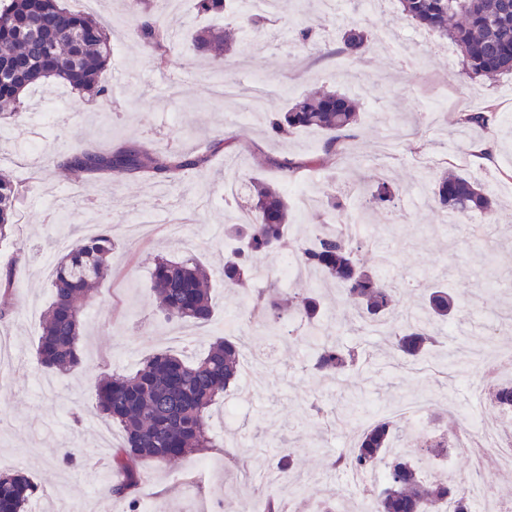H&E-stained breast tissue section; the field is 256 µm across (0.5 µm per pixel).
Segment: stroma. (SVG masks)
<instances>
[{
	"mask_svg": "<svg viewBox=\"0 0 512 512\" xmlns=\"http://www.w3.org/2000/svg\"><path fill=\"white\" fill-rule=\"evenodd\" d=\"M64 6L100 21L112 40V60L103 82L108 97L74 91L59 81L30 87L20 121L0 132V168L25 188L19 206V245L0 252V269L19 262L26 272L17 285L18 304L0 320V336L11 337L21 361L15 371L0 376V471L21 470L38 485L31 512H57L58 504L78 502L96 512L109 478L106 462L123 442L116 424L97 408V382L106 373L135 371L145 357L165 349L181 357H202L216 337L224 334L226 318L243 342L269 349L272 363L254 370L260 392L235 427L239 436L264 435V454L236 449L238 465L226 464L222 446L228 438L215 428L216 447L205 448L168 465L144 466L142 496L156 512H240L256 491L253 478L276 467L279 458L293 453L298 477L316 479L310 499L346 490L347 512H369L365 496L350 491L347 474L330 467L344 452L345 437L420 398L439 404L454 402L463 419L479 415L495 419L491 407L470 392L471 350L492 340L500 355H512V323L499 324L512 312V228L501 215H476L467 222L435 210L422 190L424 182L440 174L439 159L450 169L479 179L505 209L512 210V133L494 138L493 160L473 151L489 138L486 131L460 132L457 113L493 106L501 118L512 120V78L471 82L455 66L457 52L447 41L418 30L397 11L395 0H379L376 7L354 6L343 0L347 19L369 27L383 15L392 47L373 48L356 57L336 52L340 27L334 17L312 11L306 0H281L274 38L243 39L225 58L224 67L211 69L207 55L189 44L191 33L203 24L194 0H169L157 14L164 27L178 34L181 45L164 64L147 54L125 0H62ZM321 29L330 53L299 47L293 39L296 24ZM346 93L361 105L359 122L349 128L341 152L327 156L324 166L310 168L309 158L322 154L324 132L301 129L288 140L269 136L263 113L254 111L253 95L263 92L275 105L316 88ZM234 143L235 166L225 164L224 152L210 155L203 171L170 182L148 175L71 172L47 163L50 153H62L75 141L100 150L121 146L146 147L159 152H204L224 134ZM34 141L27 159L11 156L19 140ZM297 163L292 179H285L283 162ZM259 179L311 195L314 204L295 213L289 233L301 237L325 215L317 202L333 196L348 210L358 201L351 196L354 182L373 189L379 178L390 177L403 189L399 207L371 211L365 224L379 229L391 252L392 277L421 282L439 279L463 291L464 327L441 324L451 362L447 376L436 379V367L409 366L388 354L379 333L352 331L342 320L345 300L332 301L328 317L340 322L344 343L365 352L360 365L338 378L323 380L305 370L306 352L284 340H271L251 321L243 296L224 286V253L230 241H211L209 228L223 224L237 205L251 202L249 193L238 201L224 199L225 177ZM106 198L107 209L92 205ZM111 222L116 248L112 275L102 281L83 306L85 338L81 367L56 373L54 392L37 394L35 381L43 371L35 360L42 314L51 298L52 279L44 259L61 235L77 237L86 225ZM186 224L193 242L170 237L169 225ZM192 256L206 264L212 280L214 321L197 328L193 342L172 340L167 322L149 291L153 259ZM360 389L365 411L334 427L311 417L313 397L335 403L337 396ZM80 444L76 464L60 460L65 448Z\"/></svg>",
	"mask_w": 512,
	"mask_h": 512,
	"instance_id": "obj_1",
	"label": "stroma"
}]
</instances>
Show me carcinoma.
<instances>
[{"label": "carcinoma", "instance_id": "1", "mask_svg": "<svg viewBox=\"0 0 512 512\" xmlns=\"http://www.w3.org/2000/svg\"><path fill=\"white\" fill-rule=\"evenodd\" d=\"M401 13L416 27L450 40L460 55V74L470 80L512 75V0H398ZM237 8L233 27L205 26L191 34L198 52L215 59L225 56L239 39L265 34L271 16L249 10L247 0H195L197 14L213 19ZM137 35L155 60L161 61L177 43L147 12L146 0H129ZM374 34L346 21L336 51L346 55L364 52ZM300 45L325 51L315 30L307 25L294 29ZM112 58V42L104 27L91 16L72 12L59 0H0V130L20 116L22 93L44 80L57 79L78 92L107 95L102 75ZM358 117V105L338 91H313L293 99L281 110L267 109L268 133L286 139L302 128L327 134L324 154L341 144L342 133ZM230 139L213 140L208 152L188 156L159 154L147 149L121 147L107 152L78 143L53 158L60 168L84 172H108L115 176L146 174L169 181L200 171L208 154L224 149ZM253 217L246 222H224V237L240 246L224 255V285L249 298L266 333L293 344L306 340L312 355L309 370L334 379L356 366L362 352L329 333L318 336L323 326L324 296L318 288L285 295L274 289L253 294L251 286L260 275L256 259L279 252H293L308 273H317L336 287L351 313L349 325L357 330L387 336L389 352L403 360L432 356L443 337L433 330L435 322L456 321L464 302L462 294L435 283L423 289L418 308L401 306L403 284L382 276L356 258L364 244L348 237L338 224H322L310 240L285 237L292 210L282 189L265 181L254 182ZM24 187L0 172V241L15 233L17 205ZM429 199L440 211L466 220L494 206L481 183L464 173L443 172L427 187ZM402 188L380 179L371 193V208L388 211L398 206ZM115 248L112 228L79 237L60 254L51 280V302L44 314L36 355L50 371L80 367L79 341L81 298L92 297L94 288L111 274L109 258ZM20 267L12 263L3 272L0 318L14 306L13 285ZM206 266L190 257L154 259L149 290L169 322L203 325L215 315ZM243 343L229 335L217 338L207 353L185 360L170 351L156 352L128 375L107 376L98 383V409L118 424L123 445L114 450L103 494L125 502L128 512H141L140 495L145 462L166 464L185 457L196 448L213 446L209 420L213 405L239 385ZM363 392L342 396L336 411L351 415ZM486 403L498 409L501 419L512 422V379L490 386ZM455 452L448 434L402 430L393 418L366 427L357 445L336 457L334 468L356 472L382 470L383 480L371 498L372 512H474L462 481L438 464ZM36 485L21 472H0V512H23ZM315 512H343L339 492L315 502Z\"/></svg>", "mask_w": 512, "mask_h": 512}]
</instances>
